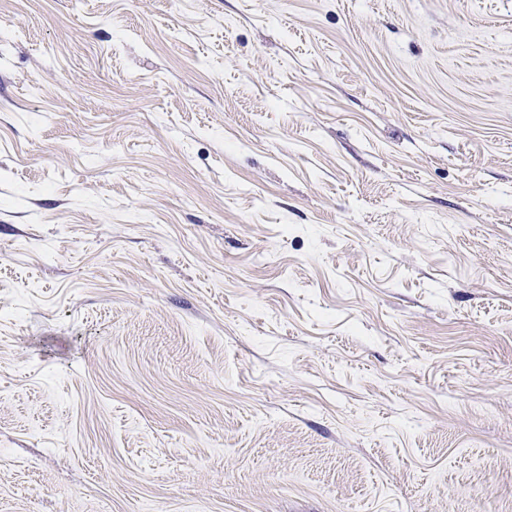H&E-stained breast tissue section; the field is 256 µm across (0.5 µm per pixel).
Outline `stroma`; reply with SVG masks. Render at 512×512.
Segmentation results:
<instances>
[{"label":"stroma","mask_w":512,"mask_h":512,"mask_svg":"<svg viewBox=\"0 0 512 512\" xmlns=\"http://www.w3.org/2000/svg\"><path fill=\"white\" fill-rule=\"evenodd\" d=\"M0 512H512V0H0Z\"/></svg>","instance_id":"stroma-1"}]
</instances>
